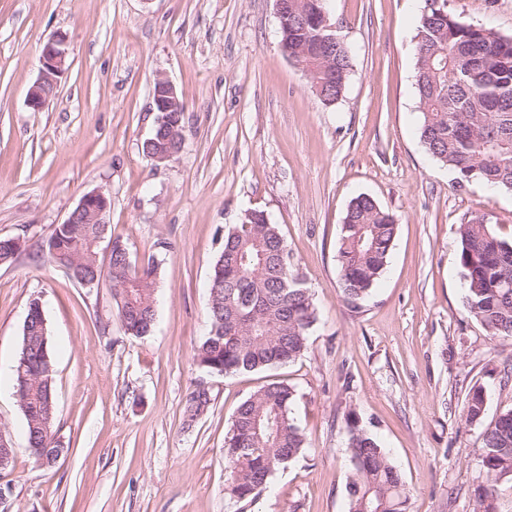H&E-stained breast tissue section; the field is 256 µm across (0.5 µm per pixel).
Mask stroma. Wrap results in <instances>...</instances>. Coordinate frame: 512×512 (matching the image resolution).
<instances>
[{"label": "stroma", "mask_w": 512, "mask_h": 512, "mask_svg": "<svg viewBox=\"0 0 512 512\" xmlns=\"http://www.w3.org/2000/svg\"><path fill=\"white\" fill-rule=\"evenodd\" d=\"M463 21L512 35V0H447ZM426 0H329L352 70L324 105L283 52L274 0H0V365L12 367L31 299L54 366V430L67 452L48 471L27 447L9 384L0 430L14 458L0 474L12 512H235L225 441L238 405L263 385L292 386L306 444L246 512H347L348 414L398 469L410 512H472L484 430L512 409V340L467 312L459 224L486 215L512 238V192L458 182L418 135L414 35ZM63 38L68 68L41 110L27 95L41 50ZM183 101V145L142 152L157 117L156 78ZM133 259L160 262L156 320L127 335L109 282L88 288L45 246L83 195ZM372 197L398 230L362 300L345 299L336 249L350 201ZM248 211L277 224L318 320L296 361L218 374L194 354L209 330V279L224 227ZM206 383L211 405L186 422ZM483 389L480 421L465 419Z\"/></svg>", "instance_id": "stroma-1"}]
</instances>
